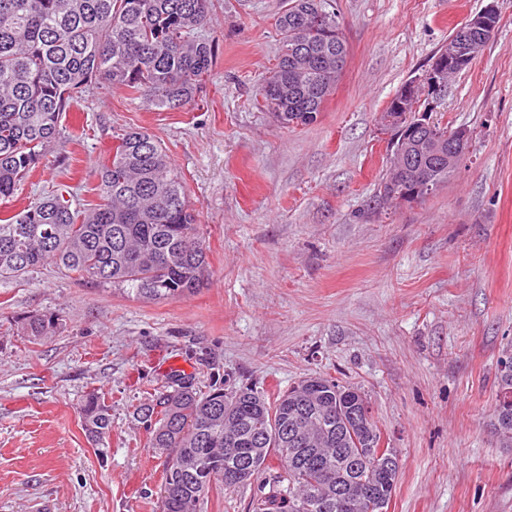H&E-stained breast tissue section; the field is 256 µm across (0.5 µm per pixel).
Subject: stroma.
<instances>
[{
  "mask_svg": "<svg viewBox=\"0 0 512 512\" xmlns=\"http://www.w3.org/2000/svg\"><path fill=\"white\" fill-rule=\"evenodd\" d=\"M488 0H332L348 55L317 120L283 128L256 104L280 51L286 0H215V62L195 102L156 112L95 88L5 212L42 192L98 203L97 170L141 128L182 176L208 247L206 284L143 302L47 264L0 281V512H160L163 460L134 418L174 371L199 388L268 398L313 374L361 388L399 455L388 512H512V447L493 422L512 355V0L437 110L474 135L424 199L379 202L388 167L377 116ZM56 315L39 341L24 319ZM106 395L102 444L79 423ZM273 470L216 486L200 512H253Z\"/></svg>",
  "mask_w": 512,
  "mask_h": 512,
  "instance_id": "1",
  "label": "stroma"
}]
</instances>
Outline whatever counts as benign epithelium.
<instances>
[{
  "mask_svg": "<svg viewBox=\"0 0 512 512\" xmlns=\"http://www.w3.org/2000/svg\"><path fill=\"white\" fill-rule=\"evenodd\" d=\"M498 11L488 3L465 23L460 36L448 40L420 77L408 81L392 99V111L382 112L378 125L389 136L391 167L395 175L382 190L383 202L403 203L404 187H413V196L428 195L437 188L435 181L411 164V153L430 152L456 167L469 153L473 132L465 127L444 130L437 125L429 106L422 102L438 95L448 84V76L466 69L476 58L481 44L474 33L496 29Z\"/></svg>",
  "mask_w": 512,
  "mask_h": 512,
  "instance_id": "1",
  "label": "benign epithelium"
}]
</instances>
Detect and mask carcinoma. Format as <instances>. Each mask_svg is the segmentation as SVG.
Wrapping results in <instances>:
<instances>
[{
  "instance_id": "cac0c4a2",
  "label": "carcinoma",
  "mask_w": 512,
  "mask_h": 512,
  "mask_svg": "<svg viewBox=\"0 0 512 512\" xmlns=\"http://www.w3.org/2000/svg\"><path fill=\"white\" fill-rule=\"evenodd\" d=\"M328 0H288L276 25L282 45L263 79L259 106L283 127L312 123L333 93L336 14ZM214 0H0V202L41 164L60 137L71 104L94 85L123 89L145 107L176 111L196 100L215 47L202 31ZM99 172L101 203L86 211L63 195L39 197L14 215L0 213V280L53 263L91 283L140 300L181 299L208 275V247L167 151L150 133L118 134ZM28 335H46L52 314L26 318ZM360 389L310 376L274 401L194 378L149 393L135 409L148 447L164 456L160 512H197L216 483L245 484L277 461V489L255 512H378L390 498L399 463H374L381 432ZM82 426L98 443L112 430L105 397L88 393ZM495 430L512 447V370H499ZM339 485L347 487L343 496Z\"/></svg>"
}]
</instances>
